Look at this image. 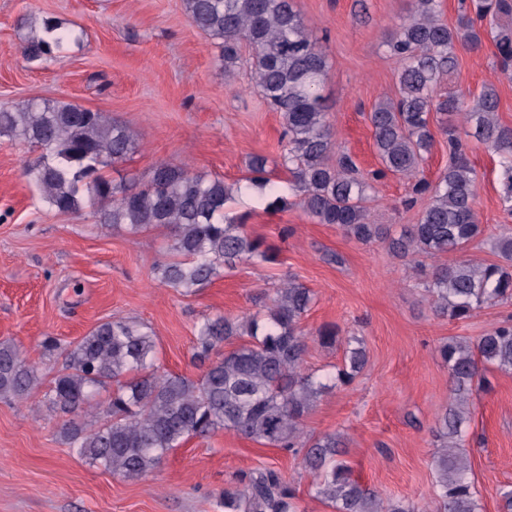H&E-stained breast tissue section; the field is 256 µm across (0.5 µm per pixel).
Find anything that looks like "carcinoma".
I'll return each instance as SVG.
<instances>
[{"mask_svg": "<svg viewBox=\"0 0 512 512\" xmlns=\"http://www.w3.org/2000/svg\"><path fill=\"white\" fill-rule=\"evenodd\" d=\"M191 23L220 41L224 67L235 66L241 46L252 51L254 87L280 113L285 144L281 166L290 174L289 198L267 177L266 159L250 164L254 186L268 189L266 209L300 207L319 224H335L362 243L388 241L397 256L438 258L461 253L483 233L475 211L477 171L458 135L468 136L495 153L502 169V199L512 213V126L498 119L494 85L477 94L438 93L458 68V51L482 44L491 35L501 71L512 73V28L499 23L512 15V0H462L454 26L440 16V0H411V8L386 41L398 63L399 98L382 101L369 114L382 168L364 177L353 158L333 152L334 143L321 88L329 62L308 32L293 0H185ZM67 33L58 21H42L41 34L22 46L30 60L50 57ZM448 142V167L434 182L421 177L435 141L432 115ZM0 136L21 140L39 151L33 173L49 207L76 213L99 204L98 224L137 234L167 230L168 257L155 268L171 288L193 294L223 271L242 262L275 265L280 250L246 231L243 219H227L224 208L232 187L221 177L193 174L182 164L161 161L145 184L115 182L105 170L138 147L135 133L101 112L61 100H28L0 107ZM413 181L415 195H429L418 223L397 237L372 223L369 191L387 174ZM498 262L473 264L460 259L424 272L421 285L434 311L465 320L484 305L512 301V229L495 239ZM315 294L295 279L274 290L259 311L242 318L217 314L198 326L192 359L198 378L162 372L155 364L156 336L146 324L117 318L96 325L75 342L47 336L42 347L58 353L62 366L42 402L64 416L63 438L79 457L114 476L133 481L151 473L171 451L192 438L219 430L275 448L302 453L313 477L314 495L334 512H418L404 498L383 499L353 477L340 458L341 436L302 438V422L328 384L303 372L308 342L301 321ZM335 324L316 330L324 346L336 343ZM242 344L210 360L224 345ZM448 368L449 402L438 418L433 458L436 512H479L469 478L463 426L476 391L479 364L512 373V321L506 320L475 344L450 340L440 349ZM367 363L362 339L345 338L342 367L331 378L346 385ZM37 370L17 345L0 340V399L24 402L37 395ZM109 390L106 400L97 399ZM223 512H298L297 490L273 468L243 475L216 499Z\"/></svg>", "mask_w": 512, "mask_h": 512, "instance_id": "obj_1", "label": "carcinoma"}]
</instances>
